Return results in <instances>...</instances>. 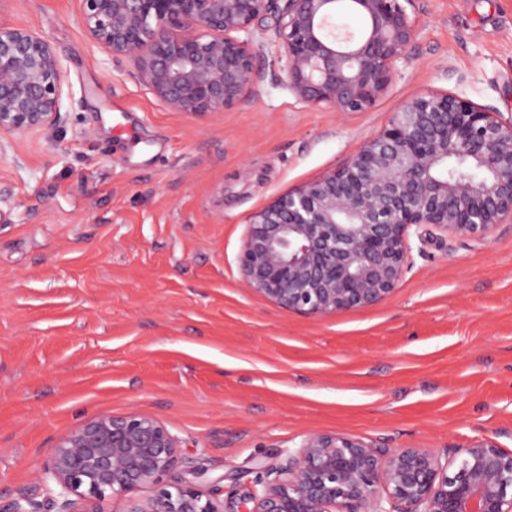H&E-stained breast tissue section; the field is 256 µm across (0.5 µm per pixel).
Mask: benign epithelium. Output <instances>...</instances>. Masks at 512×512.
<instances>
[{
	"instance_id": "obj_1",
	"label": "benign epithelium",
	"mask_w": 512,
	"mask_h": 512,
	"mask_svg": "<svg viewBox=\"0 0 512 512\" xmlns=\"http://www.w3.org/2000/svg\"><path fill=\"white\" fill-rule=\"evenodd\" d=\"M349 2L353 35L333 19ZM90 37L179 112L249 103L263 79L255 36L276 48L303 105L365 112L414 43L415 0H81ZM63 67L51 43L0 21V134L60 122ZM512 222V118L455 95L406 100L341 167L276 197L248 222L238 262L248 285L312 316L384 299L398 285L409 229L485 236ZM180 438L139 414L94 417L64 437L3 512H512V451L476 440L445 459L313 433L260 490L227 506L181 466Z\"/></svg>"
}]
</instances>
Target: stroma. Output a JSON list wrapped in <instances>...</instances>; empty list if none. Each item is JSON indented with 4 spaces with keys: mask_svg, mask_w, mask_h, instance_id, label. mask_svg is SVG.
<instances>
[{
    "mask_svg": "<svg viewBox=\"0 0 512 512\" xmlns=\"http://www.w3.org/2000/svg\"><path fill=\"white\" fill-rule=\"evenodd\" d=\"M415 7V43L369 111L298 103L262 39L250 103L196 115L93 42L79 0H0L64 67L57 129L11 135L0 157V507L103 415L166 424L228 501L311 433L512 450V222L483 239L411 227L397 287L322 317L239 268L254 212L342 166L414 95L512 117V0Z\"/></svg>",
    "mask_w": 512,
    "mask_h": 512,
    "instance_id": "1",
    "label": "stroma"
}]
</instances>
